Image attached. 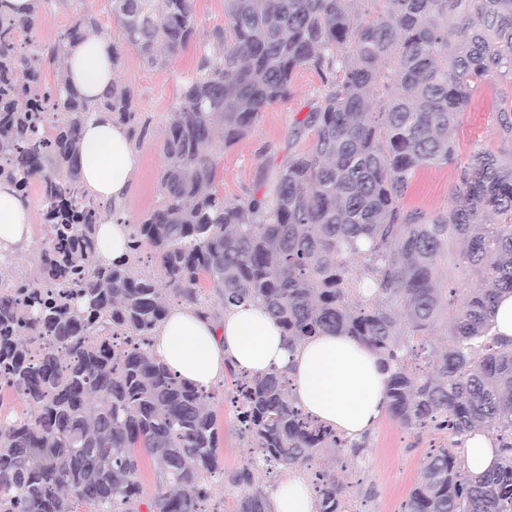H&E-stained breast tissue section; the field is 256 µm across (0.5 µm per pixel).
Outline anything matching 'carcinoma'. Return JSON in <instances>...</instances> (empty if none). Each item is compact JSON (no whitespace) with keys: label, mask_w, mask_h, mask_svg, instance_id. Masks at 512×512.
Returning <instances> with one entry per match:
<instances>
[{"label":"carcinoma","mask_w":512,"mask_h":512,"mask_svg":"<svg viewBox=\"0 0 512 512\" xmlns=\"http://www.w3.org/2000/svg\"><path fill=\"white\" fill-rule=\"evenodd\" d=\"M112 14L150 68L195 39L193 0H112ZM41 17V0L25 17L0 0V180L25 197L38 179L45 224L38 276L0 264L12 283L0 290V389L27 405L0 421V512H206L219 465L211 392L148 349L173 300L213 319L260 303L291 342L333 333L367 345L389 370L386 411L448 438L425 457L405 512H512V338L493 331L512 295V150L461 166L452 136L495 75L512 145V0H224L222 51L200 53L171 112L158 203L132 224L130 257L111 264L96 233L116 211L82 183L80 132L93 108L137 143L146 124L127 86L92 104L62 78L42 85L34 65L65 73L69 50L101 25L85 11L44 45L27 36ZM300 69L325 87L293 132L311 147L280 164L273 204L265 192L226 202L213 145L248 136ZM432 165L457 173L452 206L405 208L412 175ZM455 247L486 287L439 282ZM147 248L158 278L139 267ZM232 375L250 445L238 512H271L255 470L366 447L305 416L282 375ZM474 430L493 432L500 452L480 478L460 460ZM317 479L316 512L348 507L336 479Z\"/></svg>","instance_id":"obj_1"}]
</instances>
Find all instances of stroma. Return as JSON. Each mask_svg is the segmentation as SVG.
<instances>
[{
  "label": "stroma",
  "instance_id": "stroma-1",
  "mask_svg": "<svg viewBox=\"0 0 512 512\" xmlns=\"http://www.w3.org/2000/svg\"><path fill=\"white\" fill-rule=\"evenodd\" d=\"M82 8L97 16L104 31L118 34L119 28L112 16V0H84L80 5L47 0L44 17L34 29L33 38L44 43L54 41ZM193 10L196 38L172 63L162 68L145 67L137 52L127 47L115 74L117 83L134 89L147 126L139 145V173L124 203L127 217L132 221L156 202L163 164L160 143L184 82L193 74L201 51L219 49L211 32L225 22L224 0H194ZM322 90L321 80L314 71L299 70L290 97L262 112L251 134L232 147H217L221 174L218 187L225 201L232 203L253 191L267 190L289 151L309 148V138L294 140L292 132L296 120L304 117ZM500 105V83L493 76L474 92L455 123L459 164H466L480 151L501 152ZM456 185L451 167L421 169L414 174L404 203L429 214L445 211L456 194ZM232 390V379L228 376L211 388V407L218 417L221 472L213 483L206 512H237L238 503L246 492L245 487L233 482L248 454V447L239 433L236 414L229 401ZM443 439V433L431 429L413 431L385 414L368 432L367 446L362 453L327 452L312 461L311 469L336 476L344 498L349 503L360 504L364 512H404L424 458Z\"/></svg>",
  "mask_w": 512,
  "mask_h": 512
}]
</instances>
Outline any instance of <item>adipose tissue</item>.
Wrapping results in <instances>:
<instances>
[{
  "label": "adipose tissue",
  "mask_w": 512,
  "mask_h": 512,
  "mask_svg": "<svg viewBox=\"0 0 512 512\" xmlns=\"http://www.w3.org/2000/svg\"><path fill=\"white\" fill-rule=\"evenodd\" d=\"M110 36L91 34L67 59L66 81L93 101L112 84ZM82 180L103 205L121 206L140 166L125 127L110 113L95 111L81 130ZM31 210L8 183H0V246H21L31 233ZM130 226L123 215L108 216L97 233L105 262L128 258ZM150 350L177 378L202 390L223 379L227 368L249 374H282L297 407L309 418L350 438L367 433L386 406L387 373L378 356L348 336L322 335L292 346L261 305L241 303L218 320L201 318L192 306H172L154 333ZM272 512H316L317 490L301 474L288 472L268 490Z\"/></svg>",
  "instance_id": "1"
}]
</instances>
